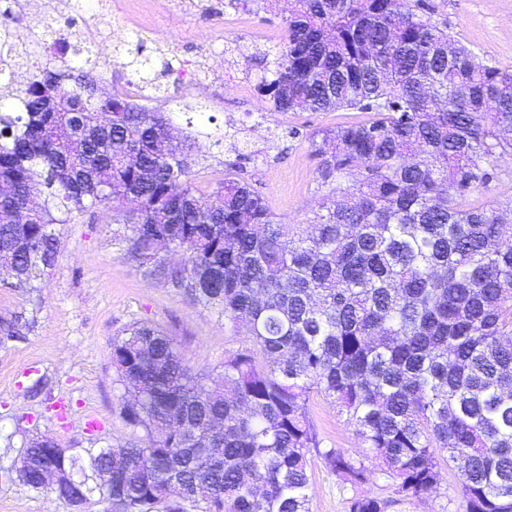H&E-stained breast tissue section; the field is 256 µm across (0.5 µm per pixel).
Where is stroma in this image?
<instances>
[{"instance_id":"stroma-1","label":"stroma","mask_w":512,"mask_h":512,"mask_svg":"<svg viewBox=\"0 0 512 512\" xmlns=\"http://www.w3.org/2000/svg\"><path fill=\"white\" fill-rule=\"evenodd\" d=\"M431 16L446 26L477 62L512 70V0H426ZM288 0L265 10L261 0L248 21L222 26L227 0H154L148 26L131 21L128 0H28L10 25L30 40L36 20L52 13L60 26L85 33L100 60H120L124 40L141 38L153 61L178 60L201 93L190 94L171 77L151 106L171 113L185 134L219 138L199 158L194 179L209 190L226 164L241 162L243 176L262 195L277 221L306 224L316 201L328 195L317 178L313 133L368 120L365 112L274 111L256 84L278 41L259 42L255 27L284 32ZM58 256L34 287L0 286V317L26 323L24 338L0 335V512H73L69 502L22 484L15 464L27 442L47 436L64 448H124L140 443L126 426L117 402L112 338L136 321H149L173 336L188 364L205 372L225 352L248 345L223 320L170 285L145 278L124 260V225L96 217L57 224ZM309 413L323 447L364 457L351 427L334 406L312 395ZM96 419L87 432L86 419ZM457 470H442L437 489L425 500L404 501L389 512H463ZM311 512H346L347 493L320 458L311 461Z\"/></svg>"}]
</instances>
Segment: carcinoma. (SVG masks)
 Segmentation results:
<instances>
[{"instance_id":"obj_1","label":"carcinoma","mask_w":512,"mask_h":512,"mask_svg":"<svg viewBox=\"0 0 512 512\" xmlns=\"http://www.w3.org/2000/svg\"><path fill=\"white\" fill-rule=\"evenodd\" d=\"M287 41L257 92L277 112L353 109L363 124L311 136L321 184L310 224L288 229L236 173L205 193L188 138L165 112L93 96L112 66L43 18L41 36L81 59L40 68L0 29V258L8 288L57 259L51 226L112 212L125 256L250 338L207 373L175 339L135 322L112 339L128 448L28 442L19 480L60 499L64 466L117 512H311V456L345 489L375 472L389 497L422 500L442 467L464 512H512V201L472 204L491 162L512 158V71L475 61L425 0H291ZM36 69L14 82L20 69ZM26 325L0 319V334ZM368 449L321 447L312 393ZM112 465V480L105 478Z\"/></svg>"}]
</instances>
